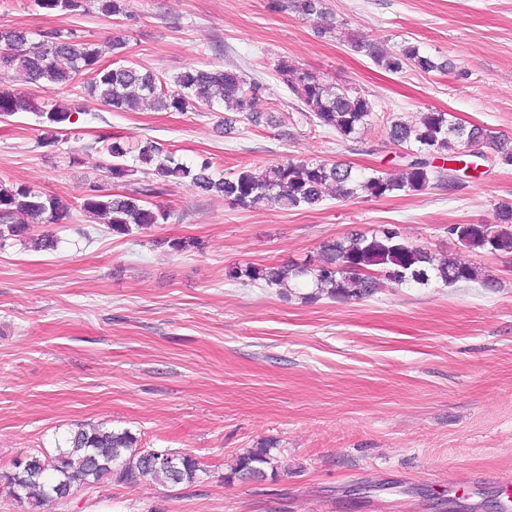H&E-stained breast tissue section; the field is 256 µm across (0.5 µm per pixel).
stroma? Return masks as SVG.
Returning <instances> with one entry per match:
<instances>
[{
	"instance_id": "stroma-1",
	"label": "stroma",
	"mask_w": 512,
	"mask_h": 512,
	"mask_svg": "<svg viewBox=\"0 0 512 512\" xmlns=\"http://www.w3.org/2000/svg\"><path fill=\"white\" fill-rule=\"evenodd\" d=\"M336 30L272 0H127L126 14L50 12L0 0V29L73 30L102 60L166 79L235 65L264 88L258 126L224 129L215 112L109 110L81 84L35 102L77 113L48 136L32 112L0 121V183L70 204L61 224L0 239V477L15 460L54 454L81 424L129 430L141 446L193 455L192 485L77 486L67 510L38 512H500L512 480V253L475 252L452 224L493 222L512 202V166L487 160L453 190L368 194L296 210L244 209L189 182L160 183L150 201L166 223L129 236L79 207L88 185L121 194L98 141L159 142L216 175L286 160L341 162L395 173L391 122L449 112L512 138V0H325ZM392 51L419 46L452 74H392L352 51L344 34ZM119 38L120 53L109 45ZM357 87L376 118L356 139L317 126L289 92L282 64ZM399 230L452 253L497 283H384L362 300L281 294L230 278L232 268L318 260L353 231ZM54 236L40 251L30 235ZM183 239V252L162 240ZM267 447L274 471L231 476L237 456Z\"/></svg>"
}]
</instances>
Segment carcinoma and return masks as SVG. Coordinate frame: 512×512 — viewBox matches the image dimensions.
Wrapping results in <instances>:
<instances>
[{
    "instance_id": "obj_1",
    "label": "carcinoma",
    "mask_w": 512,
    "mask_h": 512,
    "mask_svg": "<svg viewBox=\"0 0 512 512\" xmlns=\"http://www.w3.org/2000/svg\"><path fill=\"white\" fill-rule=\"evenodd\" d=\"M42 9L65 13L87 12L95 7L105 17L126 11V0H37ZM284 7L320 21L327 18L325 0H287ZM356 52L368 56L374 64L390 73H401L409 67L424 72L447 73L451 66L421 54L408 44L397 52L387 51L376 42L348 39ZM0 80L34 84L47 92H56L88 78L86 89L116 112L133 111L149 101L160 111L215 112L224 106L258 124L261 115L252 111V100L263 85L249 81L235 66L224 68H190L173 78L175 89L166 79L142 66L112 67L101 64V51L96 44L72 31L48 30L32 38L23 29H1ZM281 72L293 94L322 127L336 131L342 139L356 138L358 130L375 115V104L355 87L336 86L318 76L282 65ZM18 112H36L55 129L74 124L73 112L57 104L41 109L23 92L0 90V118ZM390 143L408 150L410 160L395 177L374 173L358 176L342 163L292 161L270 165L262 170L244 167L230 177H215L212 163L203 161L190 166L148 139L136 150L114 138L103 145L111 158L105 166L107 176L123 181L132 176L135 167L126 164L133 153L142 167L141 173L164 182L190 181L204 193H219L224 199L244 209L278 208L283 210L311 208L323 201L332 188L339 200L359 193L383 197L396 192H422L433 185L459 181L453 170L434 165L443 159L463 163L469 169V151L476 147L493 150L502 165H512V144L492 131L472 125L462 126L447 112H424L415 123L391 122ZM148 188H133L123 194H103L93 184L83 196L81 209L93 216L103 215L113 233L130 235L154 224L165 223L170 213L147 201ZM70 207L56 196L45 195L27 185L6 187L0 184V239L26 233L31 224H60L69 218ZM448 234L472 251L512 252V202H502L490 224H450ZM233 279L262 281L267 286L289 287V282L306 279L317 292L332 299H364L372 296L385 279L397 286L411 283L427 285L431 281L453 287L479 282L484 288L495 287L494 280L481 268L454 257L404 241L394 230L381 229L352 233L323 243L319 263L235 269ZM138 439L129 430H115L103 425H81L69 432L56 454H31L25 457V470L7 477V484L20 486L15 499L35 509L47 503L62 507L76 485L93 488L105 481L137 484L152 481L159 485L192 484L199 479L201 467L190 454L177 455L180 469L153 462L149 449L137 447ZM272 464L267 448H252L239 455L231 468V476L256 478Z\"/></svg>"
}]
</instances>
